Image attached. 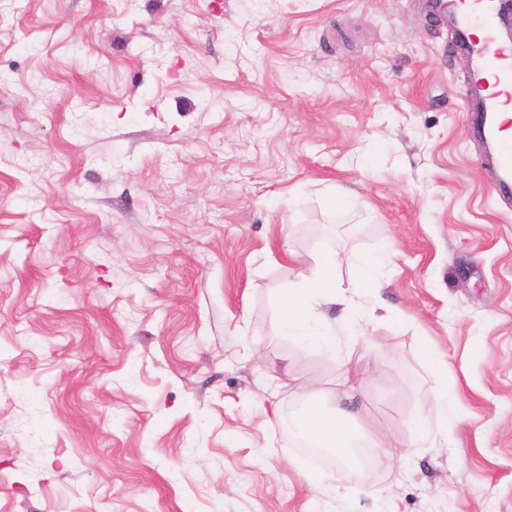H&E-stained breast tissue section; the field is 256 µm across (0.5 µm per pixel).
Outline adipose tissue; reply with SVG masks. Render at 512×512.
<instances>
[{
	"label": "adipose tissue",
	"mask_w": 512,
	"mask_h": 512,
	"mask_svg": "<svg viewBox=\"0 0 512 512\" xmlns=\"http://www.w3.org/2000/svg\"><path fill=\"white\" fill-rule=\"evenodd\" d=\"M389 259V254L384 253L356 263L354 293L343 300L350 317L359 316L365 306L381 305L382 282L378 271ZM336 263L335 256H316L310 273L301 275L297 283L282 292L279 326L285 335L300 341L330 340L333 331L325 325L318 308L321 302L336 298ZM353 418V412L344 407L331 415L314 414L303 421L301 432L346 457L357 438L351 426Z\"/></svg>",
	"instance_id": "ef3b65f1"
}]
</instances>
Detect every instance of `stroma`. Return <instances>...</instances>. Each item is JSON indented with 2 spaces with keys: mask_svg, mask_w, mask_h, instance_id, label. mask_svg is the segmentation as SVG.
I'll return each instance as SVG.
<instances>
[{
  "mask_svg": "<svg viewBox=\"0 0 512 512\" xmlns=\"http://www.w3.org/2000/svg\"><path fill=\"white\" fill-rule=\"evenodd\" d=\"M468 81L423 0H0V512H512ZM389 247L384 307L281 334L313 255ZM348 391L391 461L311 485L289 424ZM434 398L438 406L448 411V405L454 406L457 401V394L453 386L448 385V370H438L435 376L433 388Z\"/></svg>",
  "mask_w": 512,
  "mask_h": 512,
  "instance_id": "35a3bbf8",
  "label": "stroma"
}]
</instances>
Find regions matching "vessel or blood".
Returning a JSON list of instances; mask_svg holds the SVG:
<instances>
[{
  "instance_id": "obj_1",
  "label": "vessel or blood",
  "mask_w": 512,
  "mask_h": 512,
  "mask_svg": "<svg viewBox=\"0 0 512 512\" xmlns=\"http://www.w3.org/2000/svg\"><path fill=\"white\" fill-rule=\"evenodd\" d=\"M431 11L446 26L456 43L467 50L470 81L463 107L479 139L493 175L496 194H512V140L503 135L502 95L512 90V7L506 0H432ZM482 38H473L474 28Z\"/></svg>"
}]
</instances>
